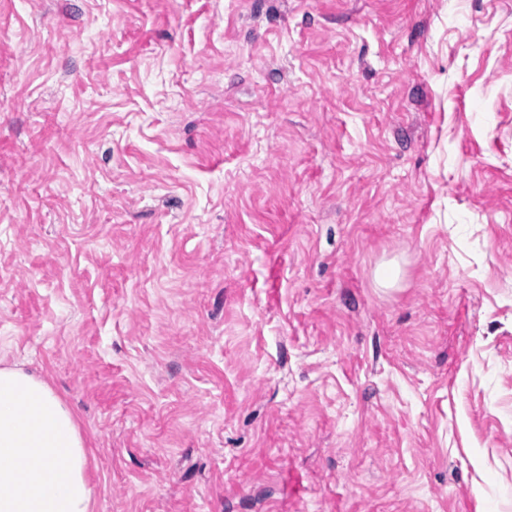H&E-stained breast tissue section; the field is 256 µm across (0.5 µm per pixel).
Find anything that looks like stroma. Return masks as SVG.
Segmentation results:
<instances>
[{"label": "stroma", "mask_w": 512, "mask_h": 512, "mask_svg": "<svg viewBox=\"0 0 512 512\" xmlns=\"http://www.w3.org/2000/svg\"><path fill=\"white\" fill-rule=\"evenodd\" d=\"M0 363L93 512H512V0H0Z\"/></svg>", "instance_id": "1"}]
</instances>
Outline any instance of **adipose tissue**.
<instances>
[{"instance_id": "1", "label": "adipose tissue", "mask_w": 512, "mask_h": 512, "mask_svg": "<svg viewBox=\"0 0 512 512\" xmlns=\"http://www.w3.org/2000/svg\"><path fill=\"white\" fill-rule=\"evenodd\" d=\"M77 418L42 379L0 366V512H92Z\"/></svg>"}]
</instances>
